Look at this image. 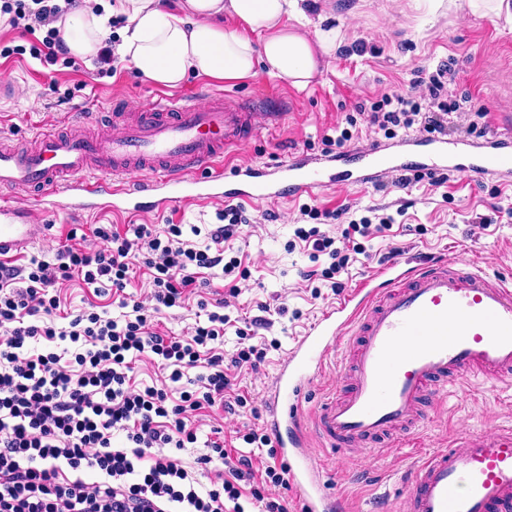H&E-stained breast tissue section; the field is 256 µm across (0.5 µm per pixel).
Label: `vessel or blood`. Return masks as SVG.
Wrapping results in <instances>:
<instances>
[{"label": "vessel or blood", "mask_w": 512, "mask_h": 512, "mask_svg": "<svg viewBox=\"0 0 512 512\" xmlns=\"http://www.w3.org/2000/svg\"><path fill=\"white\" fill-rule=\"evenodd\" d=\"M240 105L182 98L130 112L112 104L97 135L71 122L27 147L0 140V190L24 188L39 204L121 217L160 212L184 198L202 203L275 197L292 200L332 186L333 164L357 165L358 183L384 172L462 170L512 187V138L408 139L400 149L370 146L336 163L292 158L276 170L232 164L254 131ZM139 174L137 184L127 178ZM27 212L0 198V262L22 257L35 241ZM347 340L342 387L325 397L312 421L298 411L302 388L324 373L337 341ZM471 374L512 376V280L437 259L392 261L347 289L299 336L265 395V427L288 464L303 512H341L308 454L310 433L328 447L357 452L420 444L427 397ZM402 512H512V426L462 433L448 447L423 452L407 479Z\"/></svg>", "instance_id": "b4317fda"}]
</instances>
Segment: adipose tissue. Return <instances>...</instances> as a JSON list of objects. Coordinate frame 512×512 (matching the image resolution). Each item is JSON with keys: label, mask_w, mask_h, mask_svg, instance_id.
Masks as SVG:
<instances>
[{"label": "adipose tissue", "mask_w": 512, "mask_h": 512, "mask_svg": "<svg viewBox=\"0 0 512 512\" xmlns=\"http://www.w3.org/2000/svg\"><path fill=\"white\" fill-rule=\"evenodd\" d=\"M126 21L116 52L144 78L174 87L188 76L260 75L302 88L328 66L339 30L305 0H77L56 23L68 53L93 58L112 21Z\"/></svg>", "instance_id": "1"}]
</instances>
